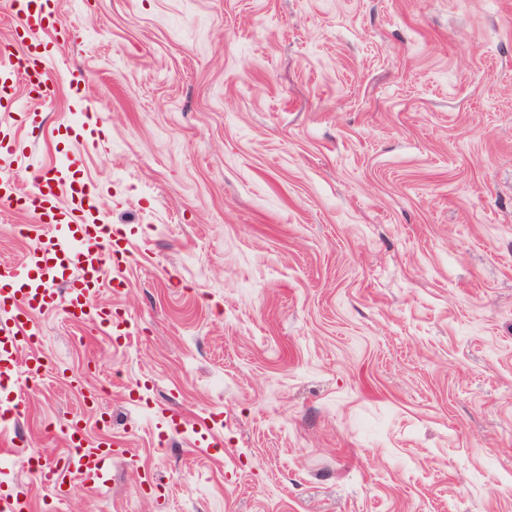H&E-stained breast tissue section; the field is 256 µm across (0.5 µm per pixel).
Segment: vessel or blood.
Listing matches in <instances>:
<instances>
[{"label": "vessel or blood", "mask_w": 512, "mask_h": 512, "mask_svg": "<svg viewBox=\"0 0 512 512\" xmlns=\"http://www.w3.org/2000/svg\"><path fill=\"white\" fill-rule=\"evenodd\" d=\"M9 5L17 16L10 38L26 48L22 62L0 69V105L13 108L23 99L41 102L49 96L46 61L69 34L58 25L53 0H9ZM27 153L25 138L0 132V160L22 159ZM0 204L36 217L26 229L35 243L26 262L0 265V296L14 309L11 323L0 324V390L9 393L18 383L19 369L37 376L44 368V358L36 350L41 336L31 318L33 311L60 303L72 321L129 338L125 317L112 307L94 304L92 298L105 284L107 268L126 264L131 251L123 229L95 216L92 194L79 180L43 172L24 187L18 179L0 177ZM65 440L74 456L68 464L43 472L57 487L76 477L95 485L106 461L123 454L108 444L88 447L77 418L68 424ZM26 501L18 483L0 482V512H25Z\"/></svg>", "instance_id": "b4317fda"}]
</instances>
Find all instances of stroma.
<instances>
[{
    "label": "stroma",
    "mask_w": 512,
    "mask_h": 512,
    "mask_svg": "<svg viewBox=\"0 0 512 512\" xmlns=\"http://www.w3.org/2000/svg\"><path fill=\"white\" fill-rule=\"evenodd\" d=\"M54 2L12 169L78 159L131 339L34 312L12 439L127 453L63 495L12 467L28 512H512V0ZM33 221L0 206V262Z\"/></svg>",
    "instance_id": "obj_1"
}]
</instances>
